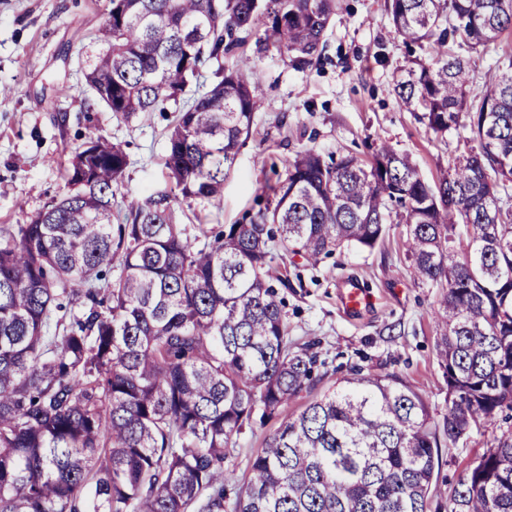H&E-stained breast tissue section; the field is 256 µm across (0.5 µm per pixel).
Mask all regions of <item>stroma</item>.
I'll list each match as a JSON object with an SVG mask.
<instances>
[{"label": "stroma", "mask_w": 512, "mask_h": 512, "mask_svg": "<svg viewBox=\"0 0 512 512\" xmlns=\"http://www.w3.org/2000/svg\"><path fill=\"white\" fill-rule=\"evenodd\" d=\"M108 0H0V225L22 224L66 190L70 151L95 130L121 141L129 165L114 197V210L167 185L166 133L173 112L125 117L89 103L84 73ZM327 62L294 69L276 50L249 43L247 53L265 103L239 147L234 174L220 203L192 202L184 225L189 235L217 233L264 208L267 188L284 174L283 162L313 148L324 157L370 158L380 143L409 154L421 176L434 181L451 157L467 152V129L429 132L418 113L400 107L390 90L407 78L412 62L395 33L386 0H337L325 34ZM405 227L389 225L374 248L345 246L317 265L275 249L273 276L287 275L281 289L289 336L318 341L327 373L311 392L287 407L297 412L346 376L349 366L394 373L429 402L435 417L448 410V386L437 358V289L415 281L406 255ZM358 280L369 298L351 312L341 296ZM276 421L245 430L224 462L226 475L243 480L250 461L275 431ZM470 433L439 450L433 505L446 504L490 436Z\"/></svg>", "instance_id": "1"}]
</instances>
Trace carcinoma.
Listing matches in <instances>:
<instances>
[{
  "label": "carcinoma",
  "instance_id": "carcinoma-1",
  "mask_svg": "<svg viewBox=\"0 0 512 512\" xmlns=\"http://www.w3.org/2000/svg\"><path fill=\"white\" fill-rule=\"evenodd\" d=\"M109 4L85 80L94 104L128 117L182 103L169 187L114 218L128 155L92 132L67 160L66 192L0 227V512H428L438 448L512 412V55L477 105L466 99L470 53L512 33V0H388L422 53L391 93L432 133L462 125L476 143L435 184L385 143L366 162L306 149L265 209L211 238L190 236L178 211L223 197L263 105L245 47L255 37L311 67L336 0ZM388 224L406 225L413 278L442 289L448 413L435 418L397 375L357 372L282 414L319 355L288 339L271 242L316 262L373 248ZM272 419L229 501L235 437ZM448 512H512V431L467 468Z\"/></svg>",
  "mask_w": 512,
  "mask_h": 512
}]
</instances>
